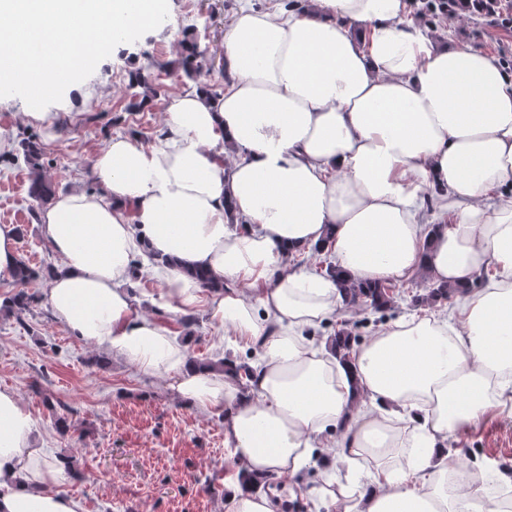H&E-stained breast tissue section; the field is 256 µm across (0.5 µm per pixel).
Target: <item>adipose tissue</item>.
Masks as SVG:
<instances>
[{
  "mask_svg": "<svg viewBox=\"0 0 512 512\" xmlns=\"http://www.w3.org/2000/svg\"><path fill=\"white\" fill-rule=\"evenodd\" d=\"M409 0H311L288 13L239 10L224 31L221 97L171 105L159 145L112 136L95 187L38 214L60 266L45 297L81 339L188 404L224 412L239 474L226 512H273L248 474L295 476L315 439L351 477L301 496L343 512H479L475 472L450 434L490 412L512 417V76L481 48L435 45ZM437 191L446 219L418 220ZM345 277L397 282L418 269L455 287L450 317L412 315L347 360L306 343L343 306L335 281L293 270L321 242ZM149 253L168 306L207 308L256 348L249 391L199 369L156 319L134 316L130 267ZM233 283L205 293L195 272ZM62 469L35 445L29 407L0 389V512H79Z\"/></svg>",
  "mask_w": 512,
  "mask_h": 512,
  "instance_id": "obj_1",
  "label": "adipose tissue"
}]
</instances>
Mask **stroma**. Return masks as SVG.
Instances as JSON below:
<instances>
[{"label": "stroma", "mask_w": 512, "mask_h": 512, "mask_svg": "<svg viewBox=\"0 0 512 512\" xmlns=\"http://www.w3.org/2000/svg\"><path fill=\"white\" fill-rule=\"evenodd\" d=\"M169 16L133 43L115 47L84 81L69 86L56 109L74 113L64 136L44 149L41 162L57 192L94 186L92 158L105 139L118 133L157 144L174 99L191 89L175 68L182 46L194 40L223 53L224 30L241 0H168ZM441 38L498 55L512 49V30L488 28L480 16L450 26L436 21ZM147 69L158 94L140 110L129 109L132 74ZM29 170L20 162L0 163V224L25 228L16 251L31 266L57 265L29 209ZM424 287L422 273L400 281L393 308L383 313L363 307L306 331L308 341L325 346L340 329L365 341L381 325L414 310L411 299ZM41 280L25 286L34 302L22 315L0 312V388L13 389L35 421L38 447L50 459L72 456L78 474H64L59 491L79 501L81 512H225V479L231 468L224 450L223 411L198 410L179 398L168 377L142 375L136 366L110 355L93 365L98 349L71 336L55 321L44 300ZM160 282L143 278L132 288L137 314L168 327L194 360L249 359L251 346L221 334L206 310L185 314L162 303ZM71 428L60 432L57 416ZM450 457L484 471L485 501L512 477V418L488 415L478 425L449 435Z\"/></svg>", "instance_id": "obj_1"}]
</instances>
